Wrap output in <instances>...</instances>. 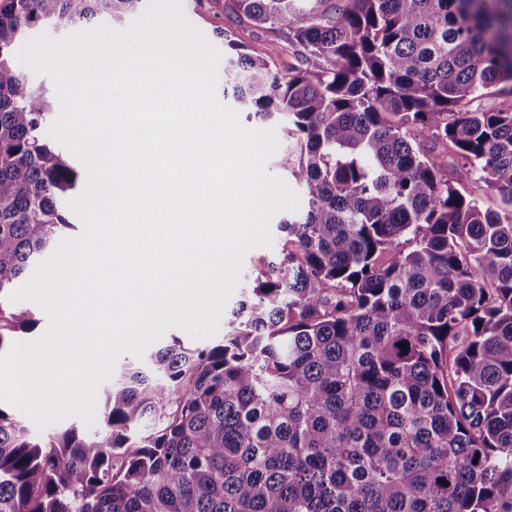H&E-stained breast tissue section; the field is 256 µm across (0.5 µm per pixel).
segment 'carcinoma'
<instances>
[{"label":"carcinoma","instance_id":"1","mask_svg":"<svg viewBox=\"0 0 512 512\" xmlns=\"http://www.w3.org/2000/svg\"><path fill=\"white\" fill-rule=\"evenodd\" d=\"M140 2L0 0V350L36 324L3 300L76 228L81 177L16 49ZM234 2L299 60L224 43V89L291 126L276 162L307 206L223 339L127 362L96 430L41 439L0 407V512H512V104L473 107L512 98V0Z\"/></svg>","mask_w":512,"mask_h":512}]
</instances>
